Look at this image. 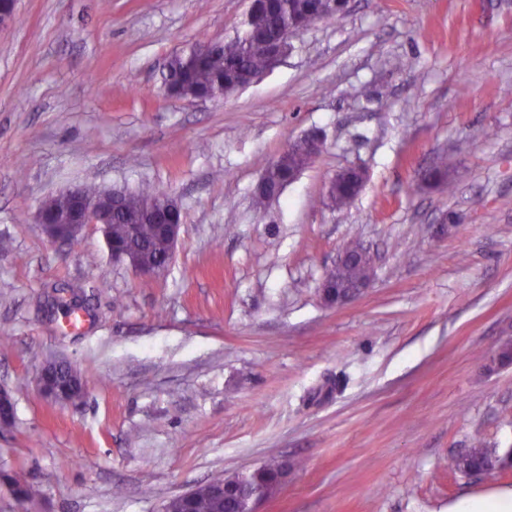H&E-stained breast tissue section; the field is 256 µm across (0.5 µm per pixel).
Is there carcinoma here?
Wrapping results in <instances>:
<instances>
[{"label":"carcinoma","mask_w":512,"mask_h":512,"mask_svg":"<svg viewBox=\"0 0 512 512\" xmlns=\"http://www.w3.org/2000/svg\"><path fill=\"white\" fill-rule=\"evenodd\" d=\"M347 7L348 0H276L267 30L258 34H242L216 49L206 51L202 50L204 42L200 41L189 51L174 56L169 62V84L183 92L217 97L226 87L243 84L251 74L267 67L265 40L277 23L290 24L307 16H313L318 21H330L345 12ZM315 158L316 154L300 140L284 152L273 167L267 169L268 181L274 186L284 185L288 183V178L308 167ZM422 181L428 187H440L446 181L448 194L455 193V184L448 178L444 164L423 171ZM357 194L356 181L346 172L339 174L329 189V197L338 208L347 206ZM159 195L160 191L145 185L129 194L123 210L112 217V238L138 249L147 260L155 263L164 261L166 257L165 239L153 224H138L130 233L126 221L127 216L141 211ZM370 274L369 264L360 261L343 270L340 278L353 283L368 278ZM497 453L499 449L476 441L466 455L448 458V471L468 472ZM233 508L234 505L204 491L192 501V512H232Z\"/></svg>","instance_id":"obj_1"}]
</instances>
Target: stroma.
Wrapping results in <instances>:
<instances>
[{
	"label": "stroma",
	"mask_w": 512,
	"mask_h": 512,
	"mask_svg": "<svg viewBox=\"0 0 512 512\" xmlns=\"http://www.w3.org/2000/svg\"><path fill=\"white\" fill-rule=\"evenodd\" d=\"M248 6L18 0L0 30V512H163L272 458L291 468L260 512H448L512 490V469L448 470L474 441L512 448V363L489 364L512 340V0H349L248 87L169 95V58L235 39ZM316 130L320 155L257 207L264 170ZM438 161L455 194L419 187ZM88 183L178 200L165 273L144 282L92 224L44 233L42 202ZM353 243L373 281L327 305ZM62 284L81 330L51 301ZM53 357L89 377L83 402L38 390ZM356 181L347 172L339 174L332 182L329 189V197L332 203L342 208L347 206L358 194Z\"/></svg>",
	"instance_id": "stroma-1"
}]
</instances>
